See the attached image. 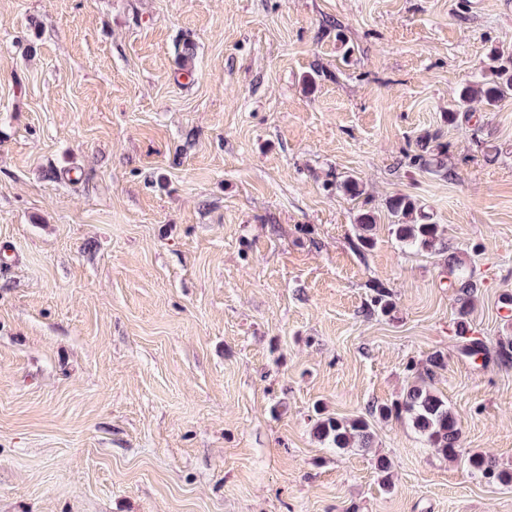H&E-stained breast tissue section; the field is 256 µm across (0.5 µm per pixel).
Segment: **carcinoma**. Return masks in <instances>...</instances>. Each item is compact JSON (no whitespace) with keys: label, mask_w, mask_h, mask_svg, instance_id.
<instances>
[{"label":"carcinoma","mask_w":512,"mask_h":512,"mask_svg":"<svg viewBox=\"0 0 512 512\" xmlns=\"http://www.w3.org/2000/svg\"><path fill=\"white\" fill-rule=\"evenodd\" d=\"M512 96V57L496 58V64L488 69L481 80L467 85L459 93L456 108L448 112V122L453 124L471 118V104L480 101L495 106ZM420 152L411 157L412 163L422 171L444 175L448 172L445 156L447 145L433 143V138L423 136L419 140ZM392 217V233L398 242L407 249L437 252L445 255L448 271V288L456 295L460 304L459 316L455 322V336L460 339L461 352L469 357L488 356L485 343L469 335L470 326L466 320L468 309L474 300L477 283L471 270L459 252L448 246L444 230L439 224L429 222V216L418 206L415 199L407 195L392 197L387 205ZM377 219L370 211H363L356 217V224L362 230L358 236L357 248L372 247V230ZM373 310L388 316L394 309L393 295L389 289L376 286L371 298ZM446 367L443 354H432L414 372L413 380L403 397L391 404H380L370 410V415L382 419L396 418L408 420L420 434L426 445L444 457H459L461 424L458 416L448 404V400L430 387L433 377ZM314 437L326 448L348 451L372 446V433L369 421L364 417L339 418L318 416L312 425ZM471 474L487 483H497L504 487L512 486V472L501 470L490 457L472 454L468 457Z\"/></svg>","instance_id":"obj_1"}]
</instances>
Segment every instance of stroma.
I'll list each match as a JSON object with an SVG mask.
<instances>
[{
  "label": "stroma",
  "instance_id": "1",
  "mask_svg": "<svg viewBox=\"0 0 512 512\" xmlns=\"http://www.w3.org/2000/svg\"><path fill=\"white\" fill-rule=\"evenodd\" d=\"M510 53L512 0H0V512H512L464 462L512 471V360L461 354L443 257L387 210L445 227L474 336L512 338V98L446 118ZM437 351L453 460L369 414ZM435 141L436 137L422 136L418 144L420 153L414 154L411 160L414 166L422 171L444 175L448 172L445 164V156L448 153L447 144L438 142L430 146V143ZM314 420L312 431L314 437L326 448L336 451H348L355 448H371L372 433L369 421L364 417L339 418L322 416Z\"/></svg>",
  "mask_w": 512,
  "mask_h": 512
}]
</instances>
